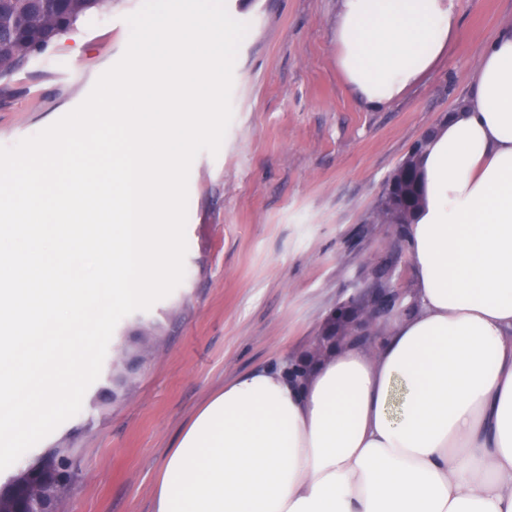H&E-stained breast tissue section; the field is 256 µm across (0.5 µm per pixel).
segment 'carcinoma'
Masks as SVG:
<instances>
[{"label": "carcinoma", "mask_w": 512, "mask_h": 512, "mask_svg": "<svg viewBox=\"0 0 512 512\" xmlns=\"http://www.w3.org/2000/svg\"><path fill=\"white\" fill-rule=\"evenodd\" d=\"M110 5L112 0H0V82L23 70L84 17ZM423 152L421 147L402 159L376 206L382 223L396 233L401 251L409 244L408 226L421 201L418 160ZM40 464L61 475L56 493L61 497L74 477L66 449H50Z\"/></svg>", "instance_id": "obj_1"}]
</instances>
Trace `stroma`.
<instances>
[{
    "instance_id": "obj_1",
    "label": "stroma",
    "mask_w": 512,
    "mask_h": 512,
    "mask_svg": "<svg viewBox=\"0 0 512 512\" xmlns=\"http://www.w3.org/2000/svg\"><path fill=\"white\" fill-rule=\"evenodd\" d=\"M342 0H225L248 23L234 68L233 119L218 154L188 180L181 284L117 324L102 370L132 355L128 386L87 389L79 413L0 471L71 449L76 478L55 512H152L164 456L224 382L304 348L368 262L389 247L369 223L411 145L469 91L487 44L512 28V0H451L459 32L417 86L374 109L336 63ZM112 0L16 74L0 93V146L75 108L84 84L123 55L127 15Z\"/></svg>"
}]
</instances>
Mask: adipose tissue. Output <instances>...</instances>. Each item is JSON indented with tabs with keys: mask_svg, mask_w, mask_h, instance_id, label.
I'll return each mask as SVG.
<instances>
[{
	"mask_svg": "<svg viewBox=\"0 0 512 512\" xmlns=\"http://www.w3.org/2000/svg\"><path fill=\"white\" fill-rule=\"evenodd\" d=\"M459 31L449 0H343L337 64L373 108ZM414 316L322 358L304 388L263 365L167 453L153 512H512V29L421 157Z\"/></svg>",
	"mask_w": 512,
	"mask_h": 512,
	"instance_id": "obj_1",
	"label": "adipose tissue"
}]
</instances>
